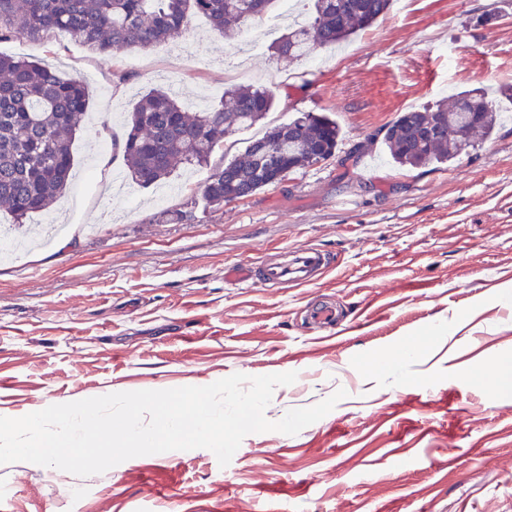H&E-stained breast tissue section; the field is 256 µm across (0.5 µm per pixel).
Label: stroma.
<instances>
[{"label":"stroma","mask_w":512,"mask_h":512,"mask_svg":"<svg viewBox=\"0 0 512 512\" xmlns=\"http://www.w3.org/2000/svg\"><path fill=\"white\" fill-rule=\"evenodd\" d=\"M81 81L89 99L64 197L0 230L39 245L0 259V416L114 392L206 386L235 373L297 372L270 421L345 390L296 435H247L220 466L207 449L128 459L78 478L0 464V512H512V104L496 133L441 168H400L377 133L400 112L475 88H512V0H393L341 49L307 60L247 49L200 14L167 41L118 52L55 31L0 41ZM218 104L268 88L266 122L326 114L343 130L328 162L218 209L199 202L212 167L258 128L233 132L175 191L127 177L114 142L151 88ZM312 245L332 264L301 288H231L225 267ZM334 307L323 338L309 306ZM418 345L393 373L386 352ZM86 492L75 499L74 484Z\"/></svg>","instance_id":"1"}]
</instances>
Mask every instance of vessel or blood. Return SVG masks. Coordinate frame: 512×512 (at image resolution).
<instances>
[{
	"label": "vessel or blood",
	"mask_w": 512,
	"mask_h": 512,
	"mask_svg": "<svg viewBox=\"0 0 512 512\" xmlns=\"http://www.w3.org/2000/svg\"><path fill=\"white\" fill-rule=\"evenodd\" d=\"M328 269L329 264L321 250L310 246L294 247L265 255L256 262L225 268L224 281L238 288H297L316 284Z\"/></svg>",
	"instance_id": "obj_1"
}]
</instances>
